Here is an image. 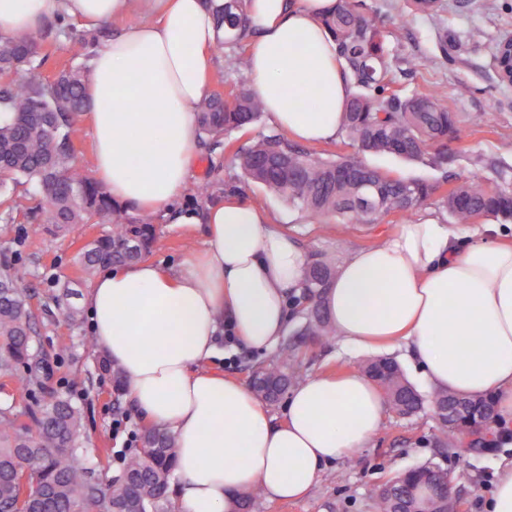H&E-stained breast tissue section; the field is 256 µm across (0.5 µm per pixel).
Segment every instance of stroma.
<instances>
[{
    "instance_id": "1",
    "label": "stroma",
    "mask_w": 512,
    "mask_h": 512,
    "mask_svg": "<svg viewBox=\"0 0 512 512\" xmlns=\"http://www.w3.org/2000/svg\"><path fill=\"white\" fill-rule=\"evenodd\" d=\"M364 2L367 16L397 58L398 86L407 93L434 92L461 116L462 140L456 161L448 168L449 182L468 177L487 180L492 176L491 164L512 165V83L500 79L494 64L499 42L512 35V0H441L440 10L431 16L411 15L409 0ZM85 30L79 21L71 33L61 35L54 23L44 25L36 38L49 60L36 70V77L52 78L68 63L77 51V34ZM198 153L190 181L173 210L151 218L156 234L151 259L168 267L179 266L203 245L207 208L195 200L197 185L208 179L222 187L239 174L232 150L211 152L202 147ZM241 194L275 215L307 251L326 252L338 259L379 243L404 220L403 215L392 213L377 224H346L336 217L321 224L260 187H242ZM186 214L194 216V223H179V216ZM107 230L104 224H79L64 231L50 224L0 220V269L14 274L34 314L35 340L49 372L45 389L67 392L82 406V456L94 464L97 477L103 480L122 472L151 423L127 393L114 390L110 374L101 365L102 352L85 345L90 322L68 325L54 298L67 283L72 302L83 306L89 284L81 277L76 253ZM304 322L300 305L290 304L284 341L294 347L304 376L359 370L369 361V354L342 351L335 337L311 341L301 333ZM222 343L223 357L208 362V370L245 384L254 370L275 358L274 353L254 352L228 336ZM511 461L512 435L490 453L454 452L443 444L431 410L413 417L390 411L368 448L327 465L305 495L294 500L265 495L251 512H377L373 489L423 465L447 471L457 512H487L494 473Z\"/></svg>"
}]
</instances>
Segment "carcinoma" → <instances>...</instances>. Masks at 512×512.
Masks as SVG:
<instances>
[{"label":"carcinoma","mask_w":512,"mask_h":512,"mask_svg":"<svg viewBox=\"0 0 512 512\" xmlns=\"http://www.w3.org/2000/svg\"><path fill=\"white\" fill-rule=\"evenodd\" d=\"M246 0H224L218 24L224 27V67L237 71L246 64L245 47L254 31L245 23ZM336 43L338 60L348 75L351 94L343 112L342 133L353 152L326 159L307 152L284 132L273 131L235 149L247 182L261 185L309 217L323 222L340 217L348 224H376L392 212L411 213L433 202L460 223L494 217L512 222V167H493L485 185L462 180L447 188V180L427 181L383 171L367 155H388L422 161L446 170L456 158L448 141L461 140L457 114L448 111L433 92L405 94L395 88L394 56L386 52L377 27L357 0H336L322 18ZM99 37H80L78 61L57 70L52 79L18 81L45 62L41 45L31 37L13 38L0 46V205L7 221L14 220L11 194L28 185L39 198L24 212L30 224L68 228L96 220L111 230L82 246L76 256L84 276L114 264L144 260L154 244L153 225L112 202L96 177L80 170L72 133L89 108L86 92L88 59ZM199 137L216 149L233 144L231 135L257 123L262 107L252 92L231 88L214 91L194 107ZM376 190L374 204H359V186ZM336 274L335 260L310 254L304 280L307 306L304 335L321 340L334 335L319 300ZM66 320L77 325L80 310L66 298L56 299ZM33 314L21 287L0 271V374L15 379L22 391L44 388V367L34 347ZM295 353L283 345L272 364L253 372L252 388L266 402H275L301 379L294 369ZM365 372L399 415L412 416L424 399L390 357L365 366ZM432 406L447 407L455 416L437 415L448 447L458 448L468 433L493 422L496 405L490 395L436 394ZM22 421L11 407H0V512H75L92 506L97 512H156L167 497L176 466L175 437L158 428L140 436V448L122 474L101 481L80 462L84 435L83 412L63 393L49 392L35 402ZM439 478L431 467H418L374 490L379 512L403 505L424 512L435 502Z\"/></svg>","instance_id":"cac0c4a2"}]
</instances>
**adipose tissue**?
<instances>
[{
    "label": "adipose tissue",
    "instance_id": "adipose-tissue-1",
    "mask_svg": "<svg viewBox=\"0 0 512 512\" xmlns=\"http://www.w3.org/2000/svg\"><path fill=\"white\" fill-rule=\"evenodd\" d=\"M335 0H250L257 36L248 75L269 122L298 140L336 137L350 86L321 22ZM224 0H0V35H33L57 14L100 25L150 19L89 61L93 168L113 202L166 213L186 188L224 33ZM202 250L175 268L140 261L102 270L85 297L99 348L123 371L136 409L177 441L180 512H240L261 488L297 498L324 467L369 446L386 404L354 370L315 375L290 394L283 422L238 380L203 369L231 331L266 353L283 338L307 252L277 220L236 198L210 205ZM501 224L411 219L339 263L322 296L344 347L401 349L435 390L494 395L512 420V245Z\"/></svg>",
    "mask_w": 512,
    "mask_h": 512
}]
</instances>
